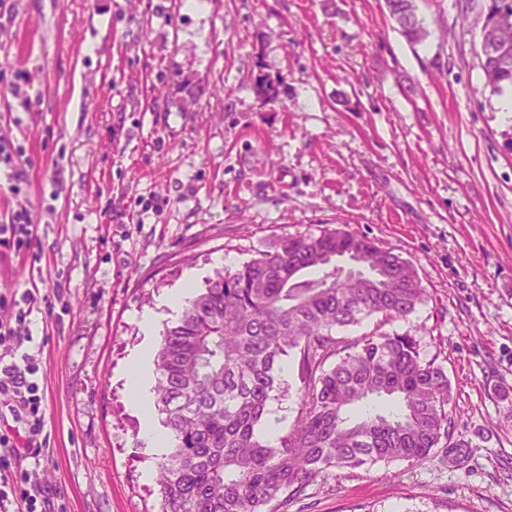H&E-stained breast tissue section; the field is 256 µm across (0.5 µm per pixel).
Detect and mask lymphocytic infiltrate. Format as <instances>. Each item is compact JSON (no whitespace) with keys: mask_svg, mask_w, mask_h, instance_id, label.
Returning <instances> with one entry per match:
<instances>
[{"mask_svg":"<svg viewBox=\"0 0 512 512\" xmlns=\"http://www.w3.org/2000/svg\"><path fill=\"white\" fill-rule=\"evenodd\" d=\"M37 236L26 211H15L0 224V250L29 253ZM36 297L24 291L16 302L14 324L0 323V406L9 417L0 416V512H11L15 500H23L25 512H56L54 501L39 480L38 469H15L21 457L39 458L34 440L45 422L44 395L36 379L39 366L21 347L28 332L26 319Z\"/></svg>","mask_w":512,"mask_h":512,"instance_id":"lymphocytic-infiltrate-1","label":"lymphocytic infiltrate"}]
</instances>
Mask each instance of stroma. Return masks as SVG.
Here are the masks:
<instances>
[{"mask_svg": "<svg viewBox=\"0 0 512 512\" xmlns=\"http://www.w3.org/2000/svg\"><path fill=\"white\" fill-rule=\"evenodd\" d=\"M416 4L413 46L384 0H0V217L37 228L0 296L53 300L23 346L47 460L24 465L65 512L159 508L123 373L167 296L327 228L417 270L428 297L392 328L448 374L450 449L284 512H512V118L482 77L485 0Z\"/></svg>", "mask_w": 512, "mask_h": 512, "instance_id": "35a3bbf8", "label": "stroma"}]
</instances>
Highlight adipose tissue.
I'll return each mask as SVG.
<instances>
[{
    "mask_svg": "<svg viewBox=\"0 0 512 512\" xmlns=\"http://www.w3.org/2000/svg\"><path fill=\"white\" fill-rule=\"evenodd\" d=\"M127 375L130 382L132 403L147 418L140 435L141 446L145 453L151 456L164 455L169 451L170 440L148 418L154 385V367L149 350H141L132 357L127 368Z\"/></svg>",
    "mask_w": 512,
    "mask_h": 512,
    "instance_id": "1",
    "label": "adipose tissue"
}]
</instances>
